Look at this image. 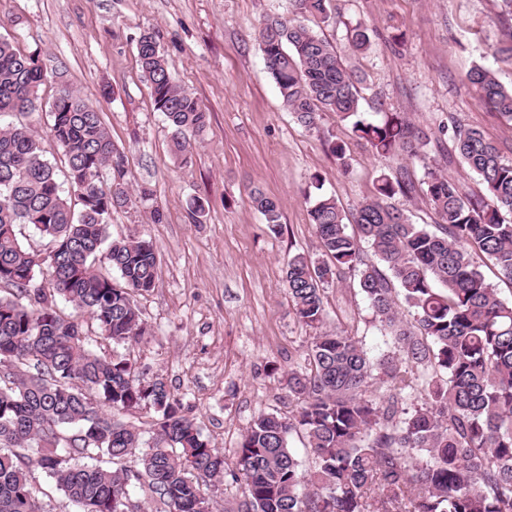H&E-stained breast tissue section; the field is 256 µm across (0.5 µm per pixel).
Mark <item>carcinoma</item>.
Masks as SVG:
<instances>
[{
    "mask_svg": "<svg viewBox=\"0 0 512 512\" xmlns=\"http://www.w3.org/2000/svg\"><path fill=\"white\" fill-rule=\"evenodd\" d=\"M331 5L288 0L289 17L259 24L284 106L310 130L333 112L380 154H425V128L398 113L371 121L361 112L359 79L322 32ZM348 39L357 52L371 46L361 22ZM136 51L171 149L185 156L209 113L174 83L154 34L141 35ZM48 78L38 55L0 37V512H47L31 485L35 465L79 512H202L217 504L224 456L162 379L140 376L122 353L90 348L94 336L119 346L147 332L136 297L155 288L158 254L146 239L111 238L112 211L131 196L124 158L97 107L63 82L49 104V133L65 170L43 157L23 118L43 110L38 91ZM467 79L512 121V86L483 65ZM452 142L487 198L466 196L427 165L416 182L377 176L376 193L351 216L332 196L310 206L319 257L290 258L285 286L295 319L318 334L288 372L295 408L286 417L261 412L241 435L231 473L237 512H512V301L481 270L486 260L512 283V160L476 128L455 127ZM108 166L110 186L101 180ZM419 192L436 232L393 203ZM250 199L281 232L277 200L258 189ZM26 227L46 251L23 243ZM364 243L379 264L364 260ZM348 273L399 356L375 363L358 337L321 330L326 289ZM60 299L88 319L62 314ZM376 364L389 387L379 396ZM143 407L154 412L147 439L119 419ZM295 434L307 466L290 447Z\"/></svg>",
    "mask_w": 512,
    "mask_h": 512,
    "instance_id": "cac0c4a2",
    "label": "carcinoma"
}]
</instances>
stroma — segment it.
<instances>
[{
	"instance_id": "1",
	"label": "stroma",
	"mask_w": 512,
	"mask_h": 512,
	"mask_svg": "<svg viewBox=\"0 0 512 512\" xmlns=\"http://www.w3.org/2000/svg\"><path fill=\"white\" fill-rule=\"evenodd\" d=\"M324 32L361 77L362 106L374 118L401 112L427 127V156L379 154L359 143L349 124L323 114L316 129L286 110L259 48L255 28L288 14L287 0H0V36L37 53L96 104L115 147L126 157L131 192L147 188L111 216L112 237H143L157 247L152 292L139 297L151 335L123 352L145 377H160L195 417L211 447L234 464L249 422L262 412L287 414L288 370L300 363L311 329L293 318L285 271L296 253L317 255L308 209L317 193L346 212L375 193L380 173L421 177L445 168L468 196L478 178L448 162V118L481 129L512 160V123L486 107L467 80L475 65L494 67L512 85V64L493 54L512 18L503 0H333ZM364 23L370 49L354 53L347 30ZM155 34L172 61L175 84L210 114L189 161L171 151L163 115L141 78L136 45ZM402 35L394 43L393 35ZM346 145L338 163L329 138ZM275 198L281 233H271L251 204V188ZM205 212L193 221L190 205ZM162 223H154L153 212ZM326 326L361 337L372 360L394 354L356 277L326 291Z\"/></svg>"
}]
</instances>
